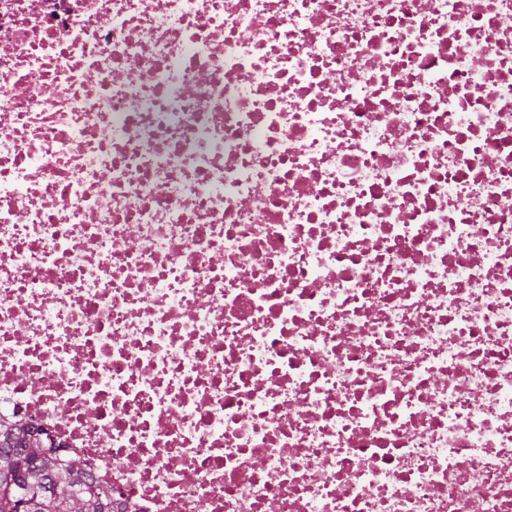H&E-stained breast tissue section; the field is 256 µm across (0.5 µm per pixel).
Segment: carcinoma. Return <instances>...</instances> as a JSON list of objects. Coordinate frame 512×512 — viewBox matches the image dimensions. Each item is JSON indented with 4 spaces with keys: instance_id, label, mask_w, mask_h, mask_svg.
I'll return each instance as SVG.
<instances>
[{
    "instance_id": "carcinoma-1",
    "label": "carcinoma",
    "mask_w": 512,
    "mask_h": 512,
    "mask_svg": "<svg viewBox=\"0 0 512 512\" xmlns=\"http://www.w3.org/2000/svg\"><path fill=\"white\" fill-rule=\"evenodd\" d=\"M0 512H114L76 457L62 456L26 421L0 423Z\"/></svg>"
}]
</instances>
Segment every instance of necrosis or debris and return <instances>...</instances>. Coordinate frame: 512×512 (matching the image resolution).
<instances>
[{
    "instance_id": "4bbe7bcc",
    "label": "necrosis or debris",
    "mask_w": 512,
    "mask_h": 512,
    "mask_svg": "<svg viewBox=\"0 0 512 512\" xmlns=\"http://www.w3.org/2000/svg\"><path fill=\"white\" fill-rule=\"evenodd\" d=\"M116 512H512V0H0V417Z\"/></svg>"
}]
</instances>
